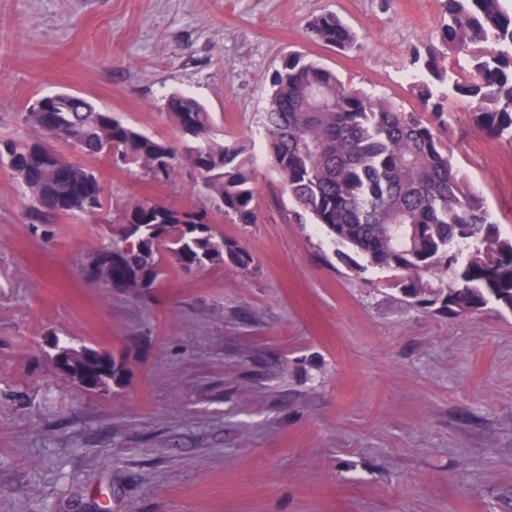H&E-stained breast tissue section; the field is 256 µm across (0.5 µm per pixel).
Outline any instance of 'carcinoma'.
Masks as SVG:
<instances>
[{"instance_id": "cac0c4a2", "label": "carcinoma", "mask_w": 512, "mask_h": 512, "mask_svg": "<svg viewBox=\"0 0 512 512\" xmlns=\"http://www.w3.org/2000/svg\"><path fill=\"white\" fill-rule=\"evenodd\" d=\"M442 14L445 52L428 48L410 59L418 73L411 93L421 111L371 97L325 65L290 53L269 79L258 126L295 217L320 226L351 271L387 272L403 300L450 317L489 303L512 313V237L502 236L441 135L448 100L463 96L474 103L478 128L512 144V0H442ZM308 29L325 46L360 48L355 31L333 13L313 17ZM450 53L465 56V64L448 66ZM46 99L41 112L34 103L26 108L28 125L86 156L113 155L157 180L171 178L184 160L200 173L213 211L235 224L257 222L253 154L237 138H217L212 114L195 99L176 93L167 100L179 150L112 112L96 111L88 98L40 97ZM0 161L26 189L40 224L57 214L104 209L100 178L53 148L7 141ZM112 223V241L89 251L81 270L95 282L99 260L112 257V288L121 292L131 278L154 287L162 248L186 271L224 262L247 270L252 263L205 212L136 201ZM70 360L109 389L126 374L123 358L93 363L88 347L71 349Z\"/></svg>"}]
</instances>
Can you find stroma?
<instances>
[{"mask_svg":"<svg viewBox=\"0 0 512 512\" xmlns=\"http://www.w3.org/2000/svg\"><path fill=\"white\" fill-rule=\"evenodd\" d=\"M326 12L360 49L311 38ZM441 17L439 0H0V143L41 139L26 106L66 91L175 145L166 102L186 94L250 139L259 208L254 224L213 218L249 270L169 260L134 296L87 283L80 262L130 202L207 209L196 170L159 182L77 155L105 209L44 235L0 164V512H512V314L427 313L381 270L350 272L289 217L255 128L292 51L416 110L410 54L437 45ZM472 110L450 101L442 135L510 237L512 145ZM56 338L123 356V385L75 386Z\"/></svg>","mask_w":512,"mask_h":512,"instance_id":"stroma-1","label":"stroma"}]
</instances>
